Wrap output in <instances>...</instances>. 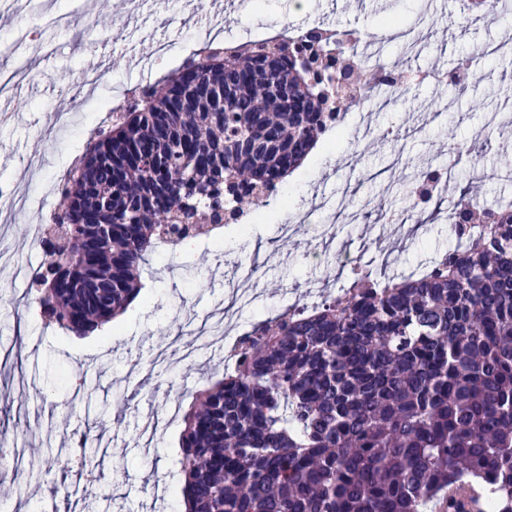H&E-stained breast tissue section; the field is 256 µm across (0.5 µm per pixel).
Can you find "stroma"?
Masks as SVG:
<instances>
[{"instance_id":"1","label":"stroma","mask_w":512,"mask_h":512,"mask_svg":"<svg viewBox=\"0 0 512 512\" xmlns=\"http://www.w3.org/2000/svg\"><path fill=\"white\" fill-rule=\"evenodd\" d=\"M42 14H24L18 0H0V36L21 25L42 28L54 51L41 56L37 82H14L0 99L10 117L0 122V185L34 199L46 180L62 177L83 155L88 136L106 121L97 103L131 95L143 81L158 82L175 68L170 59L150 67L132 57L161 43L175 51L205 38L249 27L313 23L356 29L377 42L386 63L403 62L414 74L400 92L371 112L352 106L332 137L337 149H318L310 167L284 190L299 202L282 218L253 225L248 236L225 233L220 246L198 241L176 255L158 254L145 270V288L125 312L85 338L45 326L34 309L16 307L27 287L22 271L37 269L43 252L32 241L28 218L0 222V351H28L24 371L0 365V443L24 450L21 464L0 468V504L11 512H178L177 460L183 416L193 393L223 370L224 340L200 345L192 363L151 370L155 356L171 350L180 332L208 316L230 315L235 330L275 313L288 299L315 302L336 293L350 278V265L378 278L399 276L428 262L449 243L448 225H416L409 216L411 189L425 166L452 165L449 194L467 189L489 204L512 197L505 180L512 147V53L494 52L468 74V91L425 81L445 73L475 47H496L512 35V14L462 18L448 0H387L386 9L346 6L345 0H311L304 13L290 0H255L258 10H228L221 4L186 8L182 0H127L114 18L99 19L96 0H80L82 36L45 24L66 0H40ZM395 15L409 29L413 52L382 37L381 21ZM111 82L78 93L77 77L93 61ZM484 146L481 162L469 151ZM294 225L282 234V224ZM274 243L253 252L252 240ZM43 388L36 397L34 388ZM91 431L100 453L93 459L98 481L81 483L70 500L51 487L65 474L70 437ZM53 450L59 465L43 484L31 474L35 453Z\"/></svg>"}]
</instances>
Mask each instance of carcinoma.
<instances>
[{"label": "carcinoma", "instance_id": "1", "mask_svg": "<svg viewBox=\"0 0 512 512\" xmlns=\"http://www.w3.org/2000/svg\"><path fill=\"white\" fill-rule=\"evenodd\" d=\"M293 66L269 82L302 91ZM366 93L402 84L378 69ZM248 74L224 52L192 57L93 131L81 165L59 186L80 212L64 228L71 279L38 296L40 318L93 333L143 290L162 225L216 209L244 211L280 192L346 110L295 119L260 83L224 103ZM459 234L428 274L371 273L309 309L289 307L245 334L234 369L192 395L178 460L183 512H486L487 493L512 512V205L476 208L455 196ZM89 433L75 452L82 473Z\"/></svg>", "mask_w": 512, "mask_h": 512}]
</instances>
